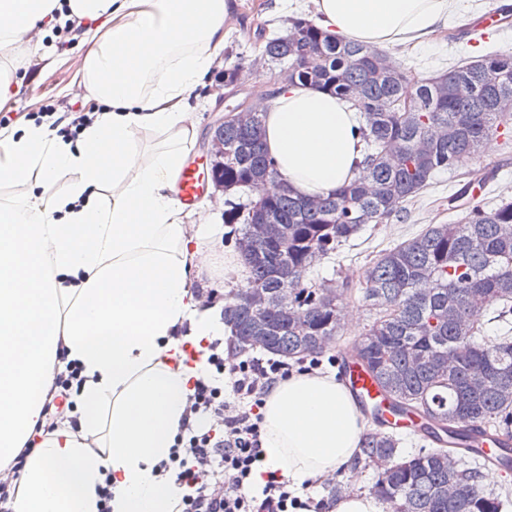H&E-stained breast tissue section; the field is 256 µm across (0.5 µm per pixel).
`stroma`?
Here are the masks:
<instances>
[{
    "mask_svg": "<svg viewBox=\"0 0 512 512\" xmlns=\"http://www.w3.org/2000/svg\"><path fill=\"white\" fill-rule=\"evenodd\" d=\"M498 0H469L465 18L449 15L448 25L438 31L430 44L418 48H393L394 63L405 74L422 80L442 73L458 60L474 59L489 54L512 53V25L503 27L488 38L473 34L470 24L491 11ZM314 20L312 0H229L224 23V43L215 52V63L202 78L191 96L197 139L188 151L203 157L212 136L215 119L225 113L231 101L218 77L219 72L246 58V82L238 86L240 95L251 96L274 85L279 68L255 64L261 42L282 32L290 19ZM44 36L23 45L0 52V58L11 65L18 82V94L0 101V114L10 115L11 126L25 122L27 113L45 106L53 112L87 114L96 111L99 102L90 93L75 96L86 80L83 34L61 31L56 21L44 22ZM44 60L39 75H31L32 60ZM480 182L485 190L478 205L492 208L502 199L512 200V147H505L502 138H491L486 149L464 166L441 170L434 174L427 189L412 199L401 216L381 224L367 225L363 231L342 246L338 255L316 262L307 272L308 279L317 282H339L358 277L367 262L378 252L394 247L419 233L429 224L459 221L465 214L464 198L471 183ZM209 262L197 284L203 291H218L227 295L235 286L227 277L229 267L241 259L231 236L216 234L209 244Z\"/></svg>",
    "mask_w": 512,
    "mask_h": 512,
    "instance_id": "obj_1",
    "label": "stroma"
}]
</instances>
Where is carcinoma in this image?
Returning a JSON list of instances; mask_svg holds the SVG:
<instances>
[{"label":"carcinoma","mask_w":512,"mask_h":512,"mask_svg":"<svg viewBox=\"0 0 512 512\" xmlns=\"http://www.w3.org/2000/svg\"><path fill=\"white\" fill-rule=\"evenodd\" d=\"M260 55L288 67L291 83L311 85L354 102L362 117L364 160L359 178L328 197L284 191L262 199L267 224L228 201L224 223L237 224L236 249L248 270L244 285L224 296V324L234 343L304 360L331 349L341 332V301L350 281L321 285L309 267L330 257L365 224L402 212L434 172L479 155L512 111V54L463 62L410 86L385 54L331 36L309 20L292 24L288 40L273 36ZM263 113L243 129L224 123L233 161L219 178L224 190L249 188L277 175L262 142ZM376 318L348 352L390 403L458 442L472 425L512 433V202L468 209L458 224H429L379 254L359 276ZM496 307L503 328L484 333ZM391 433L367 431L357 464L376 470L371 491L391 512H501L509 492L481 485L486 464L461 468L447 448L422 447L397 461Z\"/></svg>","instance_id":"carcinoma-1"}]
</instances>
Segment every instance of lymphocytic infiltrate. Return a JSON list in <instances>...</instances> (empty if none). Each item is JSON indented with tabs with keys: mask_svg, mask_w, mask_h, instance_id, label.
<instances>
[{
	"mask_svg": "<svg viewBox=\"0 0 512 512\" xmlns=\"http://www.w3.org/2000/svg\"><path fill=\"white\" fill-rule=\"evenodd\" d=\"M290 373L281 361L226 360L218 343L209 345L205 374L190 397L191 418L159 465L177 488L173 512H322L321 501L301 497L281 475L258 471L264 459L258 410L264 395ZM228 377L236 398L232 406L224 399ZM202 415L222 419V431L198 426Z\"/></svg>",
	"mask_w": 512,
	"mask_h": 512,
	"instance_id": "f902f5d3",
	"label": "lymphocytic infiltrate"
}]
</instances>
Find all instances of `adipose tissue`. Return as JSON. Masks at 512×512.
<instances>
[{"instance_id": "obj_1", "label": "adipose tissue", "mask_w": 512, "mask_h": 512, "mask_svg": "<svg viewBox=\"0 0 512 512\" xmlns=\"http://www.w3.org/2000/svg\"><path fill=\"white\" fill-rule=\"evenodd\" d=\"M324 30L369 46L421 42L447 20L451 0H315ZM88 22L86 87L103 104L76 138L52 117L0 139V180L25 193L0 214L25 224L23 244L0 235V471L25 463L11 512H167L177 493L158 476L203 361L223 326L200 310L193 274L208 261L191 243L173 195L185 144L197 129L186 97L224 42L226 0H0V49L28 40L40 21ZM111 16L112 26L98 22ZM277 169L254 197L336 194L362 170V138L348 100L280 83L263 115ZM165 134L138 163L140 134ZM62 178V193L37 189ZM81 384L66 420L46 408L69 368ZM264 470L293 485L350 464L365 422L334 378L302 374L263 406Z\"/></svg>"}]
</instances>
